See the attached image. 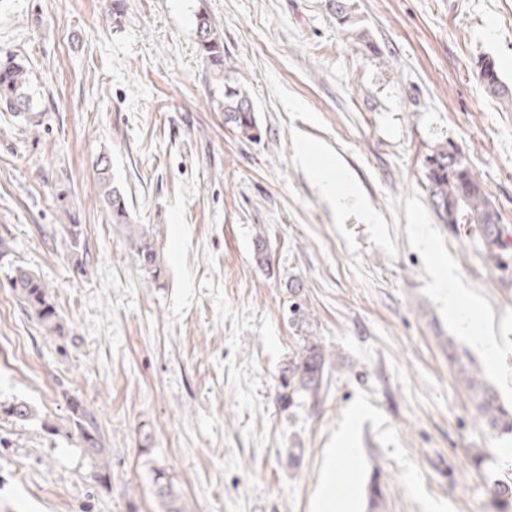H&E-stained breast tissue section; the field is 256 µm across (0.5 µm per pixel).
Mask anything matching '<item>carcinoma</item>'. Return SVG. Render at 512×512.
<instances>
[{"mask_svg":"<svg viewBox=\"0 0 512 512\" xmlns=\"http://www.w3.org/2000/svg\"><path fill=\"white\" fill-rule=\"evenodd\" d=\"M199 50L210 64L214 74L224 86V123L239 137L255 141L261 136L251 99L224 68V42L217 33L213 19L207 13L196 17ZM478 78L486 92L506 100L512 97V88L506 85L494 60L478 62ZM39 105L30 90L26 65L12 54L0 56V112L33 115ZM96 187L99 198L112 217V224L125 231L132 259L141 277L148 285L159 284L162 267L156 247L153 226L135 224L131 220L127 195L112 178L110 161L103 156L97 161ZM426 188L432 206L445 224H469L479 235L489 258L499 260L503 248V230L499 214L488 199L479 180L457 149L450 151L441 146L431 150L424 161ZM8 283L27 314L49 335H64L65 323L57 310L49 285L34 272L15 267ZM288 314L291 322L301 323L308 317L306 302L296 287H290ZM333 353L325 346L307 337L299 349L288 356L281 370L278 384L280 406L291 408L301 402H318L325 373ZM457 380L465 386L477 409V418L492 432L512 433V408H506L494 391L482 379L480 372L463 358L454 360ZM74 431L81 439L97 469L98 480H111V465L103 448L99 426L94 415L77 398L69 403ZM15 420L28 422L37 418L36 409L26 401H15L0 410ZM155 494L162 512H186V503L176 489L171 476L162 469L153 470Z\"/></svg>","mask_w":512,"mask_h":512,"instance_id":"1","label":"carcinoma"}]
</instances>
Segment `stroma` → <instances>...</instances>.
Returning <instances> with one entry per match:
<instances>
[{
    "label": "stroma",
    "mask_w": 512,
    "mask_h": 512,
    "mask_svg": "<svg viewBox=\"0 0 512 512\" xmlns=\"http://www.w3.org/2000/svg\"><path fill=\"white\" fill-rule=\"evenodd\" d=\"M0 0V52L23 58L36 123L0 112V512H160L166 470L187 512H320L328 461L349 512H512V436L475 418L449 348L512 404V0ZM206 12L249 95L259 141L224 123V88L197 45ZM316 145L355 189L322 193ZM457 147L505 229L500 262L470 225L435 214L424 159ZM108 155L133 219L157 228L145 285L96 194ZM81 225L83 247L62 239ZM265 238L268 266L254 258ZM49 283L67 329L46 334L7 283ZM474 316L465 335L440 267ZM309 316L288 319V283ZM333 358L318 405L277 401L302 337ZM78 398L110 451L104 484L70 423ZM23 400L39 418L18 423ZM487 460L475 467L473 458ZM478 78L486 92L499 99H512V89L506 85L493 59L485 58L478 62Z\"/></svg>",
    "instance_id": "stroma-1"
}]
</instances>
